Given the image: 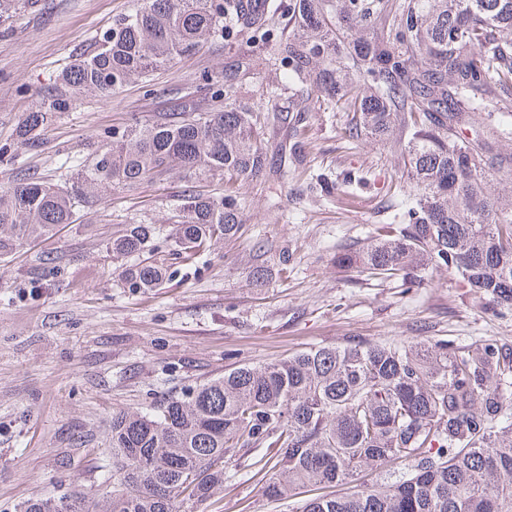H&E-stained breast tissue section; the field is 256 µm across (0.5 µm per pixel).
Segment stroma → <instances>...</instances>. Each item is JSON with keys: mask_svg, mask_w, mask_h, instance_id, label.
<instances>
[{"mask_svg": "<svg viewBox=\"0 0 512 512\" xmlns=\"http://www.w3.org/2000/svg\"><path fill=\"white\" fill-rule=\"evenodd\" d=\"M133 8V0H36L0 25V144L22 168L58 183L61 155L87 158L103 133L129 117L151 123L183 99L201 100L200 77L224 65V36L153 76V94L132 84L110 98H72L31 151L15 132L55 75ZM305 169L246 187V231L201 251L160 285L132 292L118 282L107 244L135 219L171 233L187 186L183 174L109 192L96 212L0 261V512L40 496L112 487V414L142 410L243 363L260 365L323 346L493 339L512 346V310L496 314L458 277L424 271L422 287L340 267L343 248L364 246L399 206L392 182L403 165L381 146L351 143L346 113H302ZM366 173L367 189L319 197V174ZM263 267L265 280L252 278ZM270 502L257 479L226 481L199 512H297Z\"/></svg>", "mask_w": 512, "mask_h": 512, "instance_id": "obj_1", "label": "stroma"}]
</instances>
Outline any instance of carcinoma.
Masks as SVG:
<instances>
[{"label": "carcinoma", "mask_w": 512, "mask_h": 512, "mask_svg": "<svg viewBox=\"0 0 512 512\" xmlns=\"http://www.w3.org/2000/svg\"><path fill=\"white\" fill-rule=\"evenodd\" d=\"M138 0L56 77L49 96L17 130L29 150L71 98L110 97L199 52L224 24V67L201 76L206 105L185 104L162 121L132 116L98 143L91 160L69 154L64 184L40 180L0 146L14 179L0 188V259L54 236L99 206L106 192L156 182L175 170L218 177L224 194L182 195L169 236L173 265L210 243L244 233L239 190L266 171L303 164L304 142L263 148L260 131L279 118L275 91L235 93L259 65L283 68L281 90L310 86L316 101L351 113L347 140H370L402 160L401 219L345 268L402 277L457 274L496 313L512 310V156L490 161L512 139V0ZM242 35L254 47L234 52ZM368 180L348 171L309 190L346 195ZM160 228L138 220L112 240V258L153 249ZM122 285L156 287L163 268L126 262ZM112 494L28 500L23 512H197L224 491L231 471L260 475L272 501L307 493L301 512H512V351L481 340L463 351L435 343L359 342L286 359L241 364L159 405L112 415ZM365 468L381 471L357 482Z\"/></svg>", "instance_id": "obj_1"}]
</instances>
